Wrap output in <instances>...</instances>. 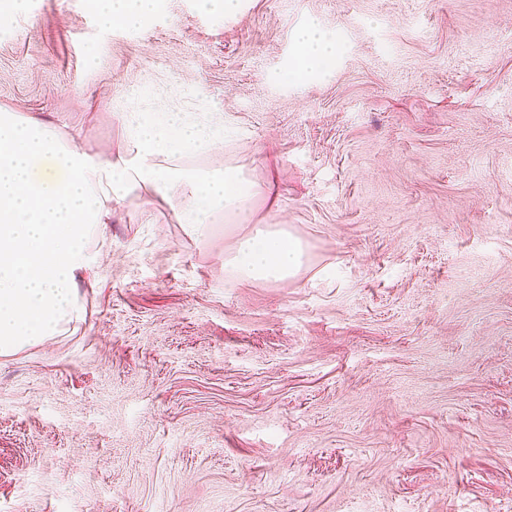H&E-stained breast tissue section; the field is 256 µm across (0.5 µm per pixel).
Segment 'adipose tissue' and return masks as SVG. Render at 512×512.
Here are the masks:
<instances>
[{
  "instance_id": "ef3b65f1",
  "label": "adipose tissue",
  "mask_w": 512,
  "mask_h": 512,
  "mask_svg": "<svg viewBox=\"0 0 512 512\" xmlns=\"http://www.w3.org/2000/svg\"><path fill=\"white\" fill-rule=\"evenodd\" d=\"M102 27H136L160 0H93ZM296 62L305 73L327 71L336 38L316 27L297 35ZM130 148L113 157L82 151L40 117L0 108V356L52 340L78 320L75 288L88 270V241L109 223L113 204L129 198L170 204L178 223L206 236L212 224H249L258 198L272 187L242 167L188 169L176 161L220 148L223 125L204 130L156 105L128 112ZM309 245L292 224H260L238 235L224 257L225 275L257 283L298 278Z\"/></svg>"
}]
</instances>
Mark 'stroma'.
<instances>
[{"label":"stroma","instance_id":"1","mask_svg":"<svg viewBox=\"0 0 512 512\" xmlns=\"http://www.w3.org/2000/svg\"><path fill=\"white\" fill-rule=\"evenodd\" d=\"M313 25L335 64L279 82ZM160 101L310 266L231 281L234 231L114 205L82 320L0 356V512H512V0H0L1 107L121 154ZM93 6L103 28H112L115 23L135 28L158 11L160 0H93Z\"/></svg>","mask_w":512,"mask_h":512}]
</instances>
